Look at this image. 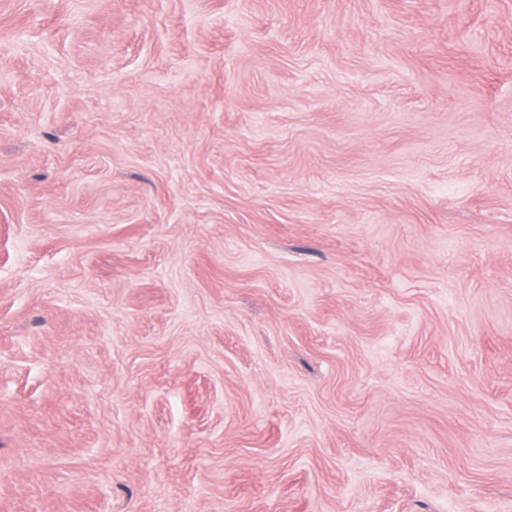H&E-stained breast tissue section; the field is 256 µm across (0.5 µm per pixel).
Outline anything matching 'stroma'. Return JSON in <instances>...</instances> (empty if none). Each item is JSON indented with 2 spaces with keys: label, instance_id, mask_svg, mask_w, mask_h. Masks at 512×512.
<instances>
[{
  "label": "stroma",
  "instance_id": "obj_1",
  "mask_svg": "<svg viewBox=\"0 0 512 512\" xmlns=\"http://www.w3.org/2000/svg\"><path fill=\"white\" fill-rule=\"evenodd\" d=\"M0 512H512V0H0Z\"/></svg>",
  "mask_w": 512,
  "mask_h": 512
}]
</instances>
